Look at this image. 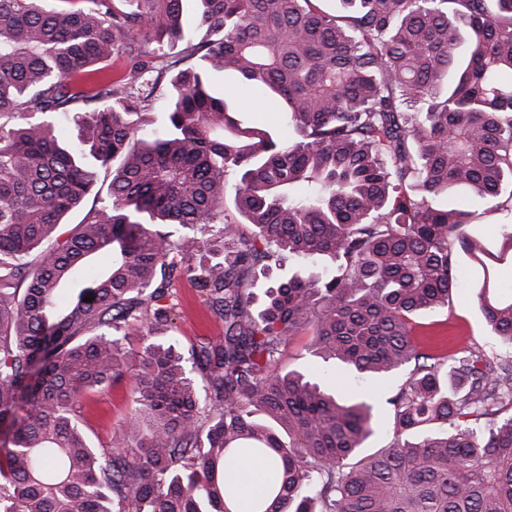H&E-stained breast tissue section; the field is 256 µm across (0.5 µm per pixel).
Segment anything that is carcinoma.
<instances>
[{
	"label": "carcinoma",
	"mask_w": 512,
	"mask_h": 512,
	"mask_svg": "<svg viewBox=\"0 0 512 512\" xmlns=\"http://www.w3.org/2000/svg\"><path fill=\"white\" fill-rule=\"evenodd\" d=\"M41 2L0 0V512H512V356L448 359L414 339L464 254L512 346V294L490 278L512 264V191L494 246L474 214L436 204L512 184V0H338L341 15L195 0L197 34L184 0ZM138 33L186 46L157 72ZM215 72L275 100L298 138L217 95ZM70 113L72 143L54 122ZM102 169L110 202L63 230ZM183 277L224 322L188 350L152 337ZM136 325L148 335L128 349ZM304 330L357 379L408 370L387 447L364 448L378 427L364 395L277 368ZM127 378L132 408L94 448L83 401ZM241 452L270 464L251 501L227 473Z\"/></svg>",
	"instance_id": "cac0c4a2"
}]
</instances>
